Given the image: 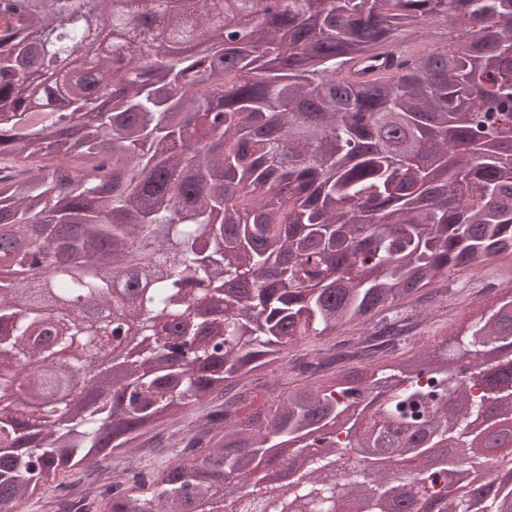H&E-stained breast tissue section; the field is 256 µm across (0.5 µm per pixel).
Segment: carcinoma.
<instances>
[{"label": "carcinoma", "mask_w": 512, "mask_h": 512, "mask_svg": "<svg viewBox=\"0 0 512 512\" xmlns=\"http://www.w3.org/2000/svg\"><path fill=\"white\" fill-rule=\"evenodd\" d=\"M168 56L142 37L156 0H0V489L20 512L39 490L88 481L78 512H235L226 478L271 448L319 455L290 484L255 482L288 512L343 495L394 512L396 493L442 512H512V448L487 457L468 431L490 405L512 415V280L489 306L401 353L460 296L451 276L512 256V0H173ZM246 24L217 36L221 16ZM456 32L420 50L430 18ZM125 34L97 73L74 75L84 43ZM389 53L377 83L353 62ZM69 109L59 110L62 100ZM54 254L51 270L30 252ZM51 292L71 315L48 314ZM112 307L144 349L90 410L38 385L89 368L92 321ZM348 326V338L336 331ZM189 358L165 364L173 336ZM311 343L298 344L305 338ZM295 353H290V349ZM279 363L281 375L262 368ZM277 399L247 411L258 392ZM457 444L487 491L427 485V449ZM393 466L368 473L380 437ZM187 459L156 472L141 450ZM129 460L114 478L103 462ZM25 376L29 379L44 381L49 397H62L67 395L75 386H83L85 374L82 369L74 370L67 380H59L55 377L48 363L41 359H32L25 367Z\"/></svg>", "instance_id": "1"}]
</instances>
